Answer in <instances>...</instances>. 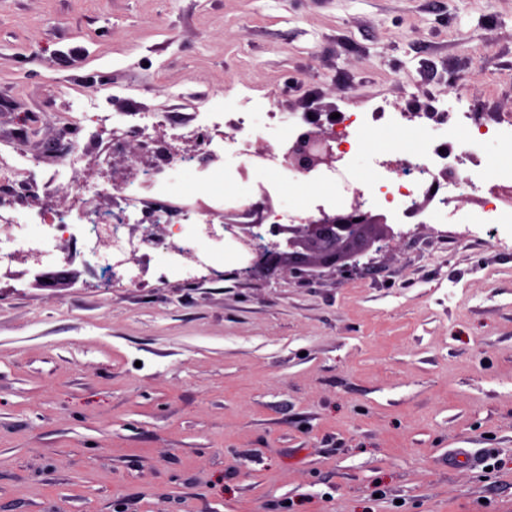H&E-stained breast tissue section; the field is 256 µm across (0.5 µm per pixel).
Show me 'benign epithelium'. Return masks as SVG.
<instances>
[{
  "label": "benign epithelium",
  "mask_w": 512,
  "mask_h": 512,
  "mask_svg": "<svg viewBox=\"0 0 512 512\" xmlns=\"http://www.w3.org/2000/svg\"><path fill=\"white\" fill-rule=\"evenodd\" d=\"M277 156L282 166L292 172L315 175L324 170L337 169L342 151L333 129L320 121H311L294 138L279 146ZM264 202L247 211L230 210L224 218V231L234 241L248 247L256 254L243 272L262 275L279 265L290 269L301 267H331L344 263L351 271L356 265L347 261L359 257L363 248L372 241L387 242L395 238L388 216L366 208L356 197L336 210L322 211L310 216L301 224H274L269 230L268 242L258 243L257 232L264 213L271 212L269 195ZM255 220L248 221V218ZM36 284L55 288L60 278L53 271H44L39 265L30 266Z\"/></svg>",
  "instance_id": "benign-epithelium-1"
}]
</instances>
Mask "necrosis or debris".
I'll return each instance as SVG.
<instances>
[{"instance_id":"necrosis-or-debris-1","label":"necrosis or debris","mask_w":512,"mask_h":512,"mask_svg":"<svg viewBox=\"0 0 512 512\" xmlns=\"http://www.w3.org/2000/svg\"><path fill=\"white\" fill-rule=\"evenodd\" d=\"M77 112L94 125L97 135L111 140L113 154H121L125 141L130 138L140 139L144 148L152 146L149 126L153 113L133 110L118 118L98 111L92 96L77 92L72 99L62 102L56 119L65 125ZM308 118L305 112L288 114L273 111L258 93L238 94L226 99L223 106H212L196 113L189 130L178 135L179 141L202 150L224 151L233 158V165L217 172L182 155L166 158L167 171L161 177L147 168L141 180L127 185H117L106 179L77 182L73 185L74 209L65 214L44 212L36 182L24 177L21 169L0 161V188L16 186L21 190L12 202L0 206V224L8 228L6 237H0V266L12 264L17 249L25 244L38 254L45 267H58L60 261L53 256L50 245L56 237L73 233L74 222L81 219L85 222L80 233L86 256L101 258L103 265L111 267L117 279L137 284L140 279L138 270L122 260L126 252L138 246L137 241L126 236L125 224L137 220V210L144 199L164 202L174 197L171 179L175 174L192 173L208 184L219 173L224 180L237 186V193L217 198L211 211L196 212L192 222L174 227L175 233L192 247V264H183L168 248L156 250L171 276L197 278L200 273L212 269L216 258L229 249L227 243L207 230L214 213L227 205L248 204L257 182L263 180L267 172L279 171L281 180L291 183L297 180L296 175L280 171L275 157H268L261 165L253 164L252 138L262 128H273L282 137H292ZM334 124L344 147L345 164L340 171L326 172L317 178V187L311 190L308 199V211L341 206L347 194L358 193L369 205L398 217L414 207L429 182L442 175L448 178L447 196L467 182L479 186L487 181L496 189L512 188L511 164L496 167L487 178L469 169L470 157L486 145L497 144L512 150V119H490L479 112H409L385 101L366 106L358 112L341 113ZM375 129H402L415 140V152L402 157L403 163L409 166L406 173H397L391 160L379 157L372 165L371 178H355L353 171L358 165L364 139ZM96 194H109L121 199L124 203L121 218L85 215L90 197ZM447 196L432 206L426 216L427 222L444 224L451 220L461 223V216H449ZM103 231L111 235L112 241L109 253L102 257L97 252L96 241Z\"/></svg>"}]
</instances>
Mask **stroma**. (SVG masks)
<instances>
[{"label": "stroma", "mask_w": 512, "mask_h": 512, "mask_svg": "<svg viewBox=\"0 0 512 512\" xmlns=\"http://www.w3.org/2000/svg\"><path fill=\"white\" fill-rule=\"evenodd\" d=\"M75 86L167 113L169 148L188 102L252 90L288 113L507 116L512 0H0V158L87 156L37 172L48 209L109 158L54 119ZM463 230L414 223L313 278L164 280L143 246L138 285L103 288L72 236L67 285L0 271V512H512V226ZM458 448L488 468L449 469Z\"/></svg>", "instance_id": "35a3bbf8"}]
</instances>
